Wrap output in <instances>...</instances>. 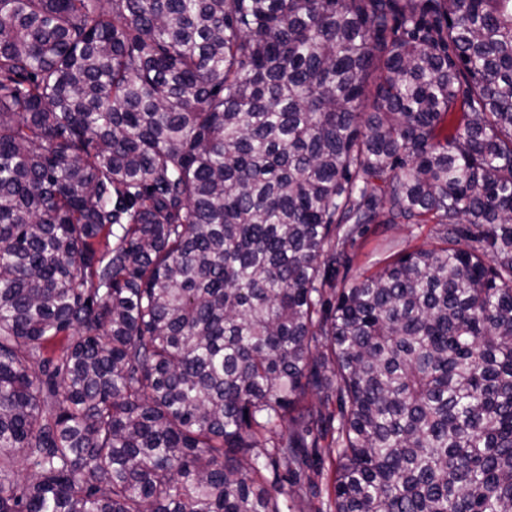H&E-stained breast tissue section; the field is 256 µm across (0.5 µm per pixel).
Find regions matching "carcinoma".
Wrapping results in <instances>:
<instances>
[{"instance_id":"carcinoma-1","label":"carcinoma","mask_w":512,"mask_h":512,"mask_svg":"<svg viewBox=\"0 0 512 512\" xmlns=\"http://www.w3.org/2000/svg\"><path fill=\"white\" fill-rule=\"evenodd\" d=\"M326 471L335 512H512V0H0V512ZM436 229V224H373L363 240L348 248L351 262L347 270L341 269L340 279L346 276L351 282L374 273L397 252L432 249L437 243Z\"/></svg>"}]
</instances>
